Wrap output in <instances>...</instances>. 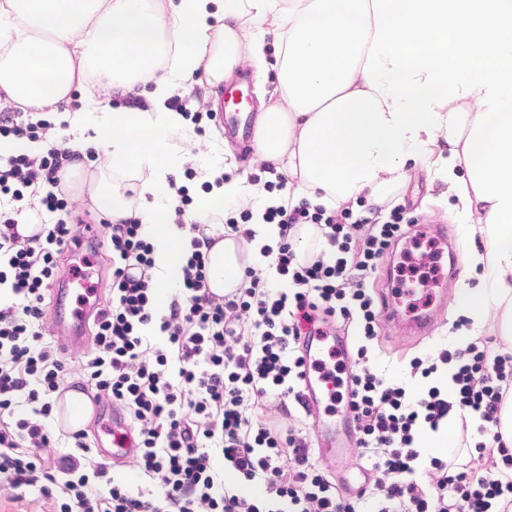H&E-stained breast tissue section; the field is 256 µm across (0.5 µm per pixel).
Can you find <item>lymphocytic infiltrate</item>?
Returning <instances> with one entry per match:
<instances>
[{
    "mask_svg": "<svg viewBox=\"0 0 512 512\" xmlns=\"http://www.w3.org/2000/svg\"><path fill=\"white\" fill-rule=\"evenodd\" d=\"M0 135L41 139L38 155L20 153L0 164V194L26 202L38 236L20 238L11 211L0 209V285L14 296L0 305V490L15 499L38 492L60 512H512V468L500 432L512 400V351L475 339L465 347L412 358L407 371L426 381L415 400L403 386L385 384L369 350L377 313L369 282L379 263L409 230L401 208L386 222L351 220L349 209H270L281 241L274 255L286 288H271L262 269L244 265V287L215 299L205 287L213 237L189 226L191 251L179 270V291L157 314L153 247L135 218L109 223L102 246L110 257L112 299L94 319L92 348L81 371L87 383L130 415L139 440L136 467L155 486L132 493L111 480L105 464L79 472L89 434L70 433L72 453L55 455L46 427L66 360L52 342L44 312L52 284L62 278L61 255L79 236L56 221L65 199L27 195L39 183L59 184L71 159L56 144L55 126L11 107L0 109ZM331 323L355 336L352 397L347 412L358 441L355 454L371 472L368 490L347 497L314 459L300 411L304 323ZM157 324L165 347L144 332ZM177 368H170V361ZM453 368L454 397L432 380ZM472 411L482 441L477 456L458 464L434 458L419 465L420 424L438 431L454 410ZM288 426L277 425L278 417ZM236 485H226L222 472ZM65 481H58L57 473Z\"/></svg>",
    "mask_w": 512,
    "mask_h": 512,
    "instance_id": "obj_1",
    "label": "lymphocytic infiltrate"
}]
</instances>
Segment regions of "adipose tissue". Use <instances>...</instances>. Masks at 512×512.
Masks as SVG:
<instances>
[{
	"label": "adipose tissue",
	"mask_w": 512,
	"mask_h": 512,
	"mask_svg": "<svg viewBox=\"0 0 512 512\" xmlns=\"http://www.w3.org/2000/svg\"><path fill=\"white\" fill-rule=\"evenodd\" d=\"M241 65L280 90L281 105L257 122L256 154L287 178L291 204L382 203L444 137L433 174L483 241L467 259L476 283L459 285L469 326L456 340L490 325L511 344L512 0H0V100L51 114L69 135L93 130L116 180L91 181V196L112 220L141 224L163 308L189 236L170 204L131 210L120 181L158 195L185 160L171 144L185 125L167 106L172 89L198 72L223 81ZM143 89L146 109L65 108L78 92ZM249 194L241 177L212 185L186 221L208 223L218 205ZM238 252L230 239L208 252L217 290L241 286Z\"/></svg>",
	"instance_id": "obj_1"
}]
</instances>
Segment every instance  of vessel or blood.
Segmentation results:
<instances>
[{
    "label": "vessel or blood",
    "mask_w": 512,
    "mask_h": 512,
    "mask_svg": "<svg viewBox=\"0 0 512 512\" xmlns=\"http://www.w3.org/2000/svg\"><path fill=\"white\" fill-rule=\"evenodd\" d=\"M224 130L229 137L248 139L250 121L241 109L229 108L224 113ZM411 236H424L433 240L437 256H447L453 241L444 223L415 224ZM101 251L98 227L85 224L80 228V238L69 249L71 256L80 258L84 266L82 291L70 294L66 280H59L53 288L56 308L52 316L55 326L54 341L61 354L84 346L87 327L92 315L101 311L103 302L92 277ZM430 290L419 289L415 309L405 308L401 293L391 288L380 289L381 313L386 324L410 331L416 337L428 335L437 319L438 306L430 302ZM353 339L336 335L328 330H309L302 338V353L306 360V375L300 385L304 412L309 420L314 441L328 449L331 455L341 456L355 445V429L344 409L338 408V393L333 379L340 376L342 368L351 367L350 349ZM60 410L71 430H90L96 437L97 451L113 465L123 466L133 458L137 443L125 417L104 403L91 390L74 393L64 388L57 395Z\"/></svg>",
    "instance_id": "b4317fda"
}]
</instances>
